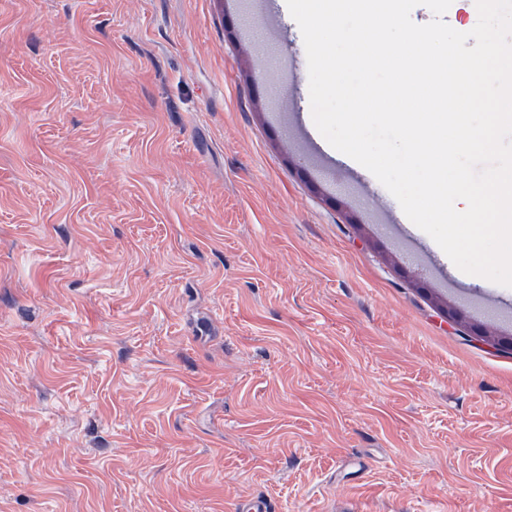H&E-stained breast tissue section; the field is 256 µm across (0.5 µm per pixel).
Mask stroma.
<instances>
[{"label": "stroma", "mask_w": 512, "mask_h": 512, "mask_svg": "<svg viewBox=\"0 0 512 512\" xmlns=\"http://www.w3.org/2000/svg\"><path fill=\"white\" fill-rule=\"evenodd\" d=\"M269 2L0 0V512H512L496 284L274 120Z\"/></svg>", "instance_id": "stroma-1"}]
</instances>
